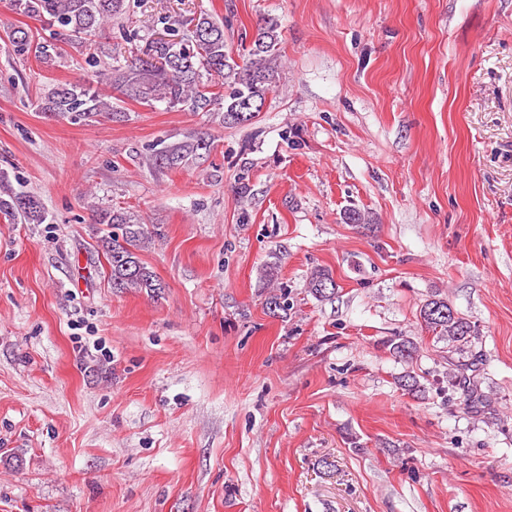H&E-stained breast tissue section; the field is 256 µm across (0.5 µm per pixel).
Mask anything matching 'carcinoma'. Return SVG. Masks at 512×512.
I'll use <instances>...</instances> for the list:
<instances>
[{"instance_id":"obj_1","label":"carcinoma","mask_w":512,"mask_h":512,"mask_svg":"<svg viewBox=\"0 0 512 512\" xmlns=\"http://www.w3.org/2000/svg\"><path fill=\"white\" fill-rule=\"evenodd\" d=\"M10 6L30 18L55 29V40L71 36H93L105 26H118L127 42L138 39V31L130 26V0H9ZM192 34H180V28L164 22V38H154L135 46L130 59L112 70L115 100L123 98L151 105L164 102L169 108L187 107L210 112L224 101V123L243 125L261 112L276 82L280 57L278 25L268 21L258 28L250 44L241 45L235 54L224 40V23L207 14L190 20ZM9 42L16 51L35 49L38 56L48 58L55 44H33V34L22 26L7 27ZM44 111L50 116L77 118L110 116L117 111L112 101L94 89L93 82L57 84L44 92ZM206 147L202 138L166 144L149 156L152 164L178 168L189 157ZM95 223L108 224L119 233L102 240L110 269L112 287L121 290H145L157 295L163 285L139 257V251L152 240L145 224L110 206L94 205ZM0 215L10 221L42 224L45 211L40 201L28 192L17 190L0 173ZM310 292L319 299L335 294L336 283L325 269L311 272ZM267 312L279 317L288 311L285 294L265 298ZM422 322L436 336L448 340V346L463 350L476 334L474 326L458 315L448 302L432 299L420 310Z\"/></svg>"}]
</instances>
